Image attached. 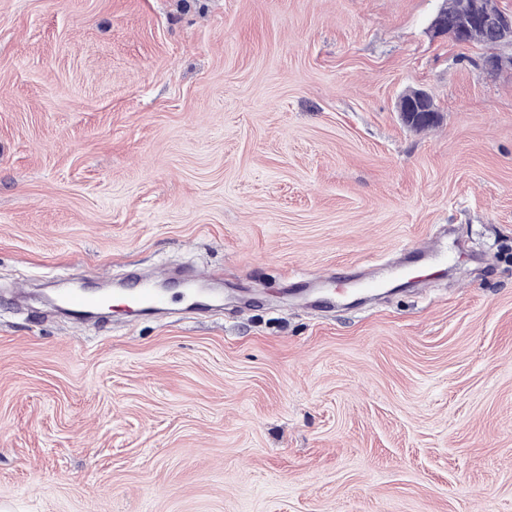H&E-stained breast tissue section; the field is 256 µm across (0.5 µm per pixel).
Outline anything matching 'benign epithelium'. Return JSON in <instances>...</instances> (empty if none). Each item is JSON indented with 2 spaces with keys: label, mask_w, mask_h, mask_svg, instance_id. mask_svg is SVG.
Returning <instances> with one entry per match:
<instances>
[{
  "label": "benign epithelium",
  "mask_w": 512,
  "mask_h": 512,
  "mask_svg": "<svg viewBox=\"0 0 512 512\" xmlns=\"http://www.w3.org/2000/svg\"><path fill=\"white\" fill-rule=\"evenodd\" d=\"M460 8L461 17L458 20H450L448 14L437 10L429 24L432 36L465 45L469 42L470 31L476 28L496 37L499 43L512 44V10L494 8L487 0H462ZM396 111L410 127L431 122L437 116L428 94L422 90L410 97H400Z\"/></svg>",
  "instance_id": "1"
}]
</instances>
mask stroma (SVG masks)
<instances>
[{
  "label": "stroma",
  "mask_w": 512,
  "mask_h": 512,
  "mask_svg": "<svg viewBox=\"0 0 512 512\" xmlns=\"http://www.w3.org/2000/svg\"><path fill=\"white\" fill-rule=\"evenodd\" d=\"M440 4L0 0V512H512V45ZM396 112L400 113L404 123L410 127L431 122L437 116L428 94L422 90H416L410 97H400L396 103ZM133 291L120 290L119 295L130 306L140 312H150L153 309L164 310L168 306V297L153 288L151 280H138L132 287ZM62 305L72 315L75 323H83V314L100 305V302L92 295L71 292L62 298Z\"/></svg>",
  "instance_id": "35a3bbf8"
}]
</instances>
